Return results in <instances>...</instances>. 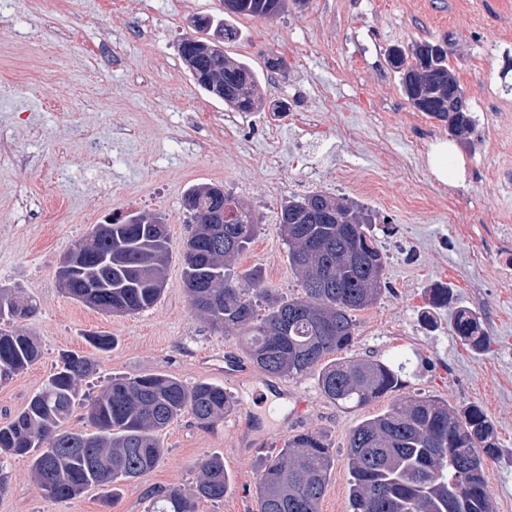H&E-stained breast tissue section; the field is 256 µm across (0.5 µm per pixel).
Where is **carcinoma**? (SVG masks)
Segmentation results:
<instances>
[{
	"label": "carcinoma",
	"mask_w": 512,
	"mask_h": 512,
	"mask_svg": "<svg viewBox=\"0 0 512 512\" xmlns=\"http://www.w3.org/2000/svg\"><path fill=\"white\" fill-rule=\"evenodd\" d=\"M305 0H235L222 16L193 19L195 30H220L233 41L228 20L238 16L272 20L288 4ZM201 37L179 42L183 60L194 58L189 72L210 92L207 77L224 79V103L243 114L257 110L258 78L245 62L224 64V51L202 53ZM431 43L399 52L392 67H406L400 84L407 99L425 115L448 124L454 134L473 126L469 112L449 118V88L460 89L448 68V54L427 55ZM229 224H197L195 238L182 246L183 284L191 309L215 331L238 337L249 361L273 377L317 374L325 396L346 406L366 405L393 391L409 361L398 365L377 359L326 361L347 349L355 335L353 313L373 306L386 288L387 255L375 238L372 215L353 201H338L322 191L282 201L278 224L288 247V262L299 277L302 293L284 296L267 287L257 274L233 277L230 266L258 232L260 219L234 194ZM211 211L213 197L189 188L182 205ZM99 254V264L75 277L65 294L95 310L117 315L153 307L166 285L170 238L162 215L138 212L123 222L101 227L91 241L78 242ZM429 305L452 308V326L464 345L480 353L489 336L476 312L451 307L450 288L428 289ZM34 312L28 297L0 288V320L25 318ZM85 340L98 353L112 350L116 339L88 332ZM41 356L33 337L0 330V383L36 363ZM91 353L69 351L26 406L0 425V494L7 491L4 463L31 459V477L45 495L58 500L79 497L96 488L112 504L117 484L141 479L161 461L165 448L159 432L190 413L203 427L224 421L231 397L224 386L201 381L192 386L166 374L114 376L95 395L81 391L94 375ZM86 411L93 431L68 427L72 414ZM497 433L484 410L472 404L453 410L427 396H410L386 412L360 423L349 438L347 458L350 512H491L485 471L499 457ZM335 464L321 435L302 433L288 439L265 459L258 473L259 512H318ZM191 491L172 487L148 495V512H196L201 500L221 502L231 488L224 458L210 456L197 464Z\"/></svg>",
	"instance_id": "obj_1"
}]
</instances>
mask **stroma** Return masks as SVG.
<instances>
[{"mask_svg":"<svg viewBox=\"0 0 512 512\" xmlns=\"http://www.w3.org/2000/svg\"><path fill=\"white\" fill-rule=\"evenodd\" d=\"M220 0H0V288H20L37 305L16 320L41 349L39 361L0 385V424L26 405L66 350H85L84 332L117 340L83 381L97 393L115 376L163 373L185 385H223L233 405L201 427L183 415L160 433L166 453L144 478L121 486L112 506L100 490L57 501L33 481L30 462H8L0 512H146L147 493L190 489L201 460L220 454L231 477L223 501L197 512H257L255 485L265 457L292 436L321 435L333 449L320 512H350L347 446L353 429L411 395L457 408L480 405L498 442L512 451V0H307L272 20L234 17L228 58L248 62L265 101L281 117L236 114L235 139L188 125L191 112L223 119L229 108L204 93L177 44L194 18L217 15ZM447 44L448 65L475 127L457 141L466 175L435 180L433 144L447 125L417 111L390 66V48ZM109 47V61L95 48ZM282 58L283 70L266 61ZM220 183L261 218L233 274L259 271L264 283L300 291L276 222L281 198L319 190L364 205L388 256L390 283L355 312V336L336 361L411 358L401 385L375 401L340 407L316 375L272 377L235 339L211 330L189 306L181 247L192 231L185 191ZM159 212L171 253L154 307L103 314L61 290L60 257L94 225ZM448 285L491 336L470 352L440 309L420 314L428 288Z\"/></svg>","mask_w":512,"mask_h":512,"instance_id":"35a3bbf8","label":"stroma"}]
</instances>
